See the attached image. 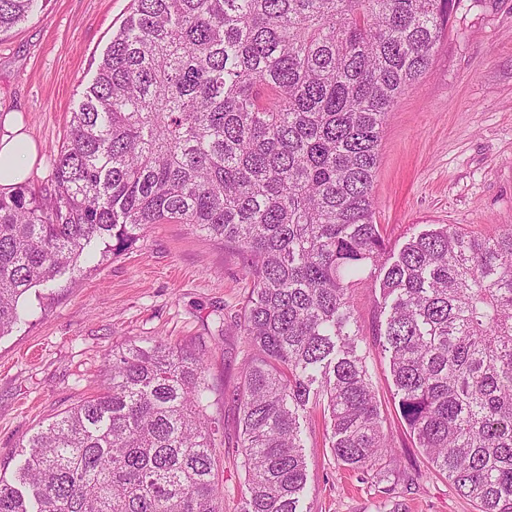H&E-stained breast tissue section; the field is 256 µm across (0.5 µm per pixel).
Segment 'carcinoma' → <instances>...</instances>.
I'll return each instance as SVG.
<instances>
[{
    "mask_svg": "<svg viewBox=\"0 0 512 512\" xmlns=\"http://www.w3.org/2000/svg\"><path fill=\"white\" fill-rule=\"evenodd\" d=\"M36 2L0 0V32ZM454 2L133 0L50 186L0 194V338L31 288L153 224L237 248L242 512H297L309 399L342 465L395 455L351 305L365 274L390 300L378 335L410 436L480 512H512V225L445 224L393 261L374 222L383 127ZM107 372L0 476V512H224L207 346L130 344Z\"/></svg>",
    "mask_w": 512,
    "mask_h": 512,
    "instance_id": "obj_1",
    "label": "carcinoma"
}]
</instances>
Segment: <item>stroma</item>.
<instances>
[{"label":"stroma","instance_id":"obj_1","mask_svg":"<svg viewBox=\"0 0 512 512\" xmlns=\"http://www.w3.org/2000/svg\"><path fill=\"white\" fill-rule=\"evenodd\" d=\"M131 8L132 0H38L26 21L0 35V134L17 120L35 144L27 187L47 185L70 116ZM373 196L374 219L396 252L440 224L476 236L512 225V0H457L428 71L389 114ZM244 264L188 225L156 224L54 288H31L21 300L26 320L0 338V464L15 470L38 431L100 389L113 350L161 338L203 344L212 410L224 421V512H240L233 395L248 353L236 326L251 287ZM371 374L396 444V459L379 463L390 478L344 467L322 410L307 409L300 512H478L410 438L387 353L374 350Z\"/></svg>","mask_w":512,"mask_h":512}]
</instances>
